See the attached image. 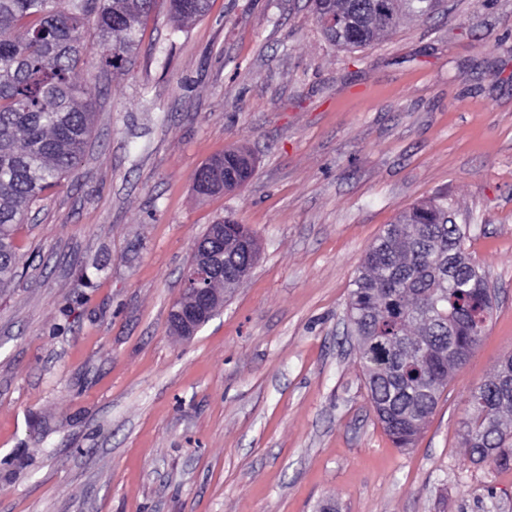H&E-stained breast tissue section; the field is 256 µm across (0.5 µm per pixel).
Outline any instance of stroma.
Masks as SVG:
<instances>
[{
  "instance_id": "obj_1",
  "label": "stroma",
  "mask_w": 512,
  "mask_h": 512,
  "mask_svg": "<svg viewBox=\"0 0 512 512\" xmlns=\"http://www.w3.org/2000/svg\"><path fill=\"white\" fill-rule=\"evenodd\" d=\"M92 144L16 232L0 288V512H512L472 465L466 400L512 354V0H444L371 46L309 0H157L127 71L88 51ZM249 181L198 199L224 149ZM444 193L496 307L412 447L370 407L353 280L399 213ZM254 233L249 276L191 338L170 311L211 224ZM210 0H169L171 18L185 23L203 18L209 10ZM224 160L227 167L232 169L241 181L246 183L249 180L253 172L251 156L240 148L224 150V154L211 158L194 174L193 188L199 197H208L216 194L209 193L208 191L215 185L216 170Z\"/></svg>"
}]
</instances>
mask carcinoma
I'll return each mask as SVG.
<instances>
[{"label": "carcinoma", "mask_w": 512, "mask_h": 512, "mask_svg": "<svg viewBox=\"0 0 512 512\" xmlns=\"http://www.w3.org/2000/svg\"><path fill=\"white\" fill-rule=\"evenodd\" d=\"M210 0H169L171 18L204 17ZM441 0H313L324 37L343 49L373 44L402 20L432 16ZM155 0H0V286L17 273L15 227L46 189L76 168L95 112L76 82L94 23L100 63L120 72L138 48ZM226 163L242 181L251 156L231 148L194 174L210 196ZM448 196L402 211L367 250L347 318L359 344L370 404L393 443L408 447L435 410L449 377L480 344L494 294L464 243L469 229L448 223ZM243 225L224 218L226 283L242 282L258 258ZM512 355L471 391L462 447L472 464L512 466Z\"/></svg>", "instance_id": "obj_1"}]
</instances>
